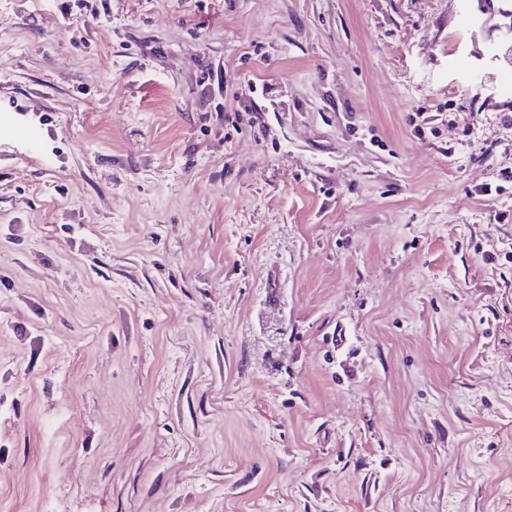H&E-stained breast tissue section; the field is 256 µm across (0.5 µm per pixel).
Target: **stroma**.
I'll list each match as a JSON object with an SVG mask.
<instances>
[{
  "label": "stroma",
  "instance_id": "obj_1",
  "mask_svg": "<svg viewBox=\"0 0 512 512\" xmlns=\"http://www.w3.org/2000/svg\"><path fill=\"white\" fill-rule=\"evenodd\" d=\"M505 37L0 0V512H512Z\"/></svg>",
  "mask_w": 512,
  "mask_h": 512
}]
</instances>
